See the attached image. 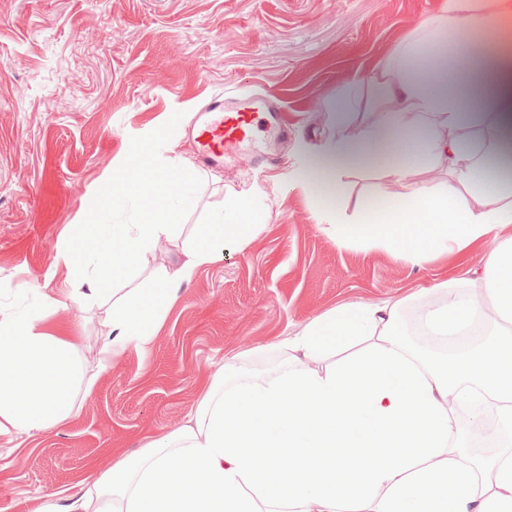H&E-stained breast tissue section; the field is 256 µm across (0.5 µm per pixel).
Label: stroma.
I'll return each mask as SVG.
<instances>
[{
    "mask_svg": "<svg viewBox=\"0 0 512 512\" xmlns=\"http://www.w3.org/2000/svg\"><path fill=\"white\" fill-rule=\"evenodd\" d=\"M445 0H0V308L37 282L61 302L50 325L85 317L82 346L96 363L108 305L70 302L73 282L53 256L66 224L130 141L172 143L195 155V111L212 93L280 96L292 132L258 133L260 172L225 158L218 181L168 247L182 257L191 231L228 190L252 191L269 217L244 245L200 267L153 342L128 345L100 372L78 412L53 432L0 436V512H39L45 493L79 490L89 476L185 424L212 376L233 357L267 376L287 369L288 339L345 307L397 304L404 323L437 303L434 284L482 268L512 225L416 265L324 231L291 183L309 150L334 136L336 102L349 129L373 122L378 95L354 76L394 61Z\"/></svg>",
    "mask_w": 512,
    "mask_h": 512,
    "instance_id": "stroma-1",
    "label": "stroma"
}]
</instances>
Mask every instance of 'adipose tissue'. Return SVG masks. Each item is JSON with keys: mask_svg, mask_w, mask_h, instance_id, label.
<instances>
[{"mask_svg": "<svg viewBox=\"0 0 512 512\" xmlns=\"http://www.w3.org/2000/svg\"><path fill=\"white\" fill-rule=\"evenodd\" d=\"M512 22V0H448L395 62L364 82L381 93L379 119L312 153L292 183L311 199L340 244L368 241L412 263L464 248L512 224V186L488 166L512 163V43L497 32ZM186 172L180 183L172 169ZM378 170L399 185L427 180L412 197L376 188L345 214L343 178ZM200 177L189 159L123 153L90 193L93 219L67 225L54 264L76 283L82 305L110 301L112 328L98 350L108 366L129 344L152 343L169 306L198 267L220 259L224 244L247 243L264 221L263 205L232 193L196 225V241L176 267L159 265L157 285L137 273L161 244L177 239V218L195 204ZM123 279V294L105 285ZM33 304L0 310V435L46 434L77 412L92 389L79 356L82 316L66 330L47 318L59 303L31 283ZM438 305L421 320L448 338L454 356H425L406 340L400 312L361 305L314 320L289 340L301 353L288 372L254 379L245 364H226L188 423L121 459L84 491L48 494L41 512H512V239L484 266L433 285ZM490 328L469 339L475 325ZM365 341L360 352L321 373L304 358L338 343ZM494 422L489 463L458 447L456 409Z\"/></svg>", "mask_w": 512, "mask_h": 512, "instance_id": "obj_1", "label": "adipose tissue"}]
</instances>
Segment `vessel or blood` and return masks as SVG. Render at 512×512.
I'll list each match as a JSON object with an SVG mask.
<instances>
[{"label": "vessel or blood", "instance_id": "obj_1", "mask_svg": "<svg viewBox=\"0 0 512 512\" xmlns=\"http://www.w3.org/2000/svg\"><path fill=\"white\" fill-rule=\"evenodd\" d=\"M281 111L276 98L253 100L248 97L226 101L214 94L201 107V121L197 126V167L207 170L223 163L225 155L239 157L241 164L255 166L259 158L251 150L255 138L257 116Z\"/></svg>", "mask_w": 512, "mask_h": 512}]
</instances>
